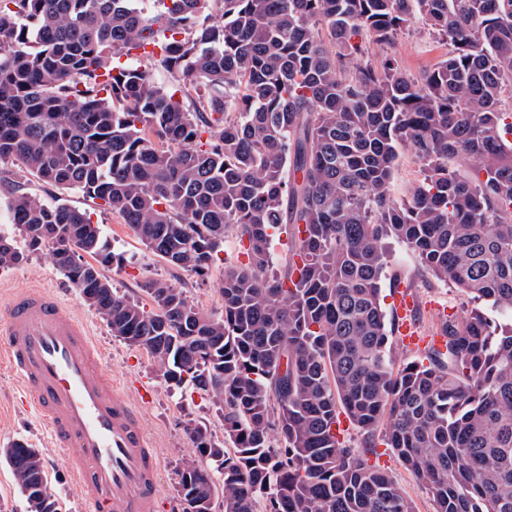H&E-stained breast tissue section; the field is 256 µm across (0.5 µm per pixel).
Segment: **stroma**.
<instances>
[{
    "label": "stroma",
    "mask_w": 512,
    "mask_h": 512,
    "mask_svg": "<svg viewBox=\"0 0 512 512\" xmlns=\"http://www.w3.org/2000/svg\"><path fill=\"white\" fill-rule=\"evenodd\" d=\"M444 44L435 42L422 23L405 27L393 44L372 51L373 62L391 56L398 60L407 76L417 79L445 53ZM26 188L47 201L63 196L79 209L90 211L99 224L102 236L115 254L124 259L122 266L112 267L109 275L114 288L126 296L142 299L141 284L148 278L169 281L184 289L187 297L205 311L220 312L223 298L219 292L226 264L240 258L235 234H228L224 250L209 270L201 275L178 270L149 253L124 224L119 214L95 209L93 203L75 191L66 193L37 179H30ZM409 286L417 294L419 305L416 320L422 334L431 335L443 322L444 315H464L472 301L457 288L436 281L420 268L415 256L397 242L389 244V261L382 281L383 297H391L393 284ZM43 286L57 296L91 329L103 358L104 367L128 390L147 386L153 399L143 407L144 424L157 448L161 461V496L157 512H182L183 504L177 494L178 469L194 455V448L185 431L188 423L206 425L214 434H221V419L210 396L191 388H179L164 382L153 358L145 349L134 348L115 339L101 316L82 299L79 291L53 265L47 250L28 254L19 265L0 269V297L10 289ZM22 440L37 448L43 458L51 490L60 504V512H80L77 495L66 475V458L51 448L45 426L25 407L18 379L8 365L0 360V448ZM377 462L387 468L416 512H435V504L427 489L392 455L379 448Z\"/></svg>",
    "instance_id": "obj_1"
}]
</instances>
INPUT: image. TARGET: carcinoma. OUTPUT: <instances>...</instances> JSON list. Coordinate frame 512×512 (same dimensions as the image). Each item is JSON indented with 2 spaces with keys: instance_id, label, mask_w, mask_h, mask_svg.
I'll list each match as a JSON object with an SVG mask.
<instances>
[{
  "instance_id": "cac0c4a2",
  "label": "carcinoma",
  "mask_w": 512,
  "mask_h": 512,
  "mask_svg": "<svg viewBox=\"0 0 512 512\" xmlns=\"http://www.w3.org/2000/svg\"><path fill=\"white\" fill-rule=\"evenodd\" d=\"M0 0V183L28 250L53 264L167 383L217 405L186 426L183 512H414L370 463L376 432L436 512H512V0ZM419 19L452 49L412 81L374 45ZM165 42L149 67L115 64ZM161 70L176 92L153 80ZM409 146L422 179L391 191ZM33 176L118 213L169 265L203 274L234 230L220 314L148 279L112 288L91 214L27 192ZM294 228L271 271L270 231ZM479 302L444 348L392 366L383 240ZM88 256L77 263L75 250ZM25 253L0 232V268ZM369 439L345 443L339 414ZM230 442L234 455L224 444ZM26 512H59L41 455L0 448Z\"/></svg>"
}]
</instances>
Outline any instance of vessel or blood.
I'll return each instance as SVG.
<instances>
[{
	"label": "vessel or blood",
	"mask_w": 512,
	"mask_h": 512,
	"mask_svg": "<svg viewBox=\"0 0 512 512\" xmlns=\"http://www.w3.org/2000/svg\"><path fill=\"white\" fill-rule=\"evenodd\" d=\"M412 289L397 286V331L409 349L428 344L415 319ZM0 359L21 383L25 401L46 424L68 467L84 512H156L160 458L141 407L103 367L90 331L51 292L12 291L0 302Z\"/></svg>",
	"instance_id": "b4317fda"
}]
</instances>
